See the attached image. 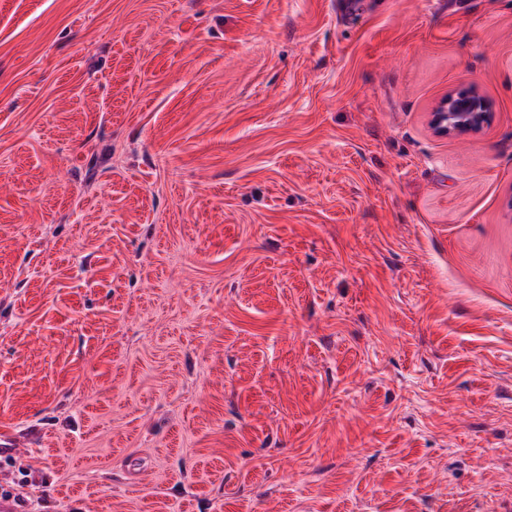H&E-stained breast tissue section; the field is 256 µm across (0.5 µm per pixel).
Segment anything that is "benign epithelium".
<instances>
[{"label": "benign epithelium", "instance_id": "7a95c632", "mask_svg": "<svg viewBox=\"0 0 512 512\" xmlns=\"http://www.w3.org/2000/svg\"><path fill=\"white\" fill-rule=\"evenodd\" d=\"M490 120L488 103L472 89L442 98L432 113L431 125L440 136H454L477 134Z\"/></svg>", "mask_w": 512, "mask_h": 512}]
</instances>
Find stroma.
I'll return each mask as SVG.
<instances>
[{"label": "stroma", "mask_w": 512, "mask_h": 512, "mask_svg": "<svg viewBox=\"0 0 512 512\" xmlns=\"http://www.w3.org/2000/svg\"><path fill=\"white\" fill-rule=\"evenodd\" d=\"M511 199L512 0H0V489L512 512ZM491 115L488 103L472 89L442 98L432 113L431 125L440 136L478 134Z\"/></svg>", "instance_id": "35a3bbf8"}]
</instances>
